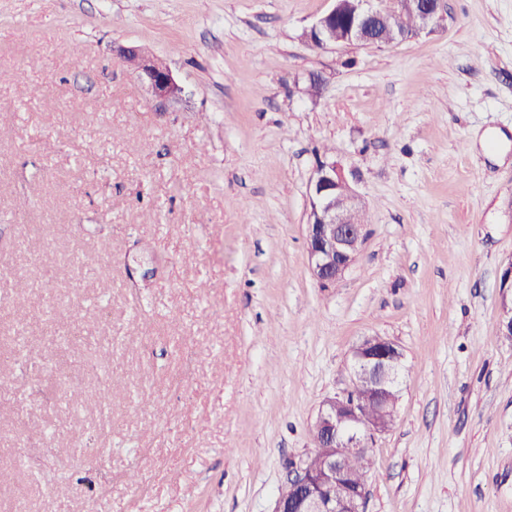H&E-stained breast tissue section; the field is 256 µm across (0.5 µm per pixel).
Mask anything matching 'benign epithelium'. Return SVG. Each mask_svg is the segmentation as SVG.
Listing matches in <instances>:
<instances>
[{"mask_svg": "<svg viewBox=\"0 0 512 512\" xmlns=\"http://www.w3.org/2000/svg\"><path fill=\"white\" fill-rule=\"evenodd\" d=\"M332 7L304 30L303 37L315 36L325 47L337 46L336 18L352 17L354 24L345 40H366L365 30L372 22H386L380 0H332ZM419 18L416 35L434 31L436 19L443 18L442 0H414ZM121 55H135L142 84L162 101H178L183 88L171 71L136 47L120 48ZM363 209L362 198L348 183L336 163L321 162L309 187L306 222L308 267L323 287L336 284L356 263L365 239V225L355 222ZM500 335L512 336V301L503 299ZM403 351L394 340L378 335L364 336L350 351L349 382L341 391L320 404L312 427L318 447L312 452L288 459L287 482L293 495L278 497L273 512H365L367 485L347 478L341 448L362 451L375 447L376 438L393 424L399 400V376ZM362 381L373 392L367 402L352 395Z\"/></svg>", "mask_w": 512, "mask_h": 512, "instance_id": "1", "label": "benign epithelium"}]
</instances>
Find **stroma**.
Listing matches in <instances>:
<instances>
[{
  "label": "stroma",
  "instance_id": "1",
  "mask_svg": "<svg viewBox=\"0 0 512 512\" xmlns=\"http://www.w3.org/2000/svg\"><path fill=\"white\" fill-rule=\"evenodd\" d=\"M331 6L0 0V512H273L372 334L405 374L366 512H512V0H443L432 33L311 50ZM121 46L182 99L156 100ZM321 161L368 217L326 288L305 236ZM44 300L84 342L14 359V308ZM21 436L45 446L30 470ZM120 53L123 57L133 54L139 59L140 81L155 98L162 101L181 100L183 88L168 68H160L152 57L136 47H120Z\"/></svg>",
  "mask_w": 512,
  "mask_h": 512
}]
</instances>
